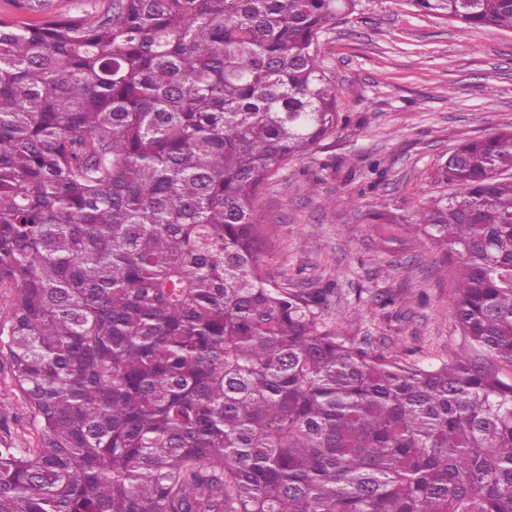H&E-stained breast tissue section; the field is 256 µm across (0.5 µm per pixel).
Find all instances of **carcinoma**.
Here are the masks:
<instances>
[{
  "mask_svg": "<svg viewBox=\"0 0 512 512\" xmlns=\"http://www.w3.org/2000/svg\"><path fill=\"white\" fill-rule=\"evenodd\" d=\"M512 32V0H416ZM356 0H103L0 17V512H512V130L412 225L465 343L369 352L272 281L256 200L348 116L319 62ZM0 412L9 418L12 435L27 447L39 442L34 419L22 394L14 387L10 375L0 372Z\"/></svg>",
  "mask_w": 512,
  "mask_h": 512,
  "instance_id": "cac0c4a2",
  "label": "carcinoma"
}]
</instances>
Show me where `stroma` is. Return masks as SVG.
<instances>
[{"instance_id":"stroma-1","label":"stroma","mask_w":512,"mask_h":512,"mask_svg":"<svg viewBox=\"0 0 512 512\" xmlns=\"http://www.w3.org/2000/svg\"><path fill=\"white\" fill-rule=\"evenodd\" d=\"M84 0H0V15L78 14ZM319 60L350 122L324 148L289 161L257 207L275 231L265 254L277 281L323 294L325 322L378 352L423 366L463 338L450 316L454 264L410 226L373 224L379 209L413 216L447 196L443 166L460 142L512 128V33L467 29L413 0H358L325 31ZM384 295L397 304L381 307ZM411 305H403L404 297ZM0 413L21 444L39 442L7 372Z\"/></svg>"}]
</instances>
